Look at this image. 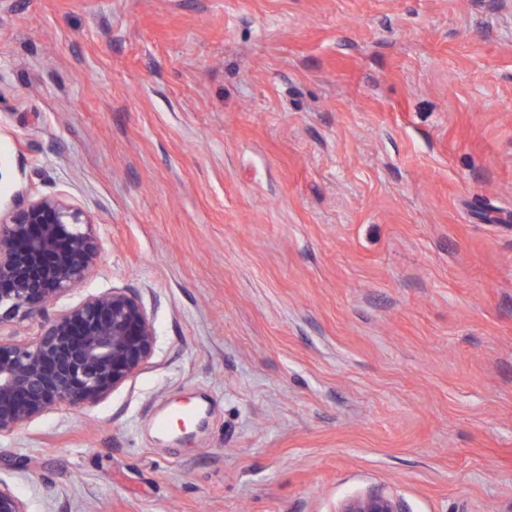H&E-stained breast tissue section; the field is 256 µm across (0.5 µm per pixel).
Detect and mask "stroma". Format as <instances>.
Returning a JSON list of instances; mask_svg holds the SVG:
<instances>
[{"label": "stroma", "instance_id": "obj_1", "mask_svg": "<svg viewBox=\"0 0 512 512\" xmlns=\"http://www.w3.org/2000/svg\"><path fill=\"white\" fill-rule=\"evenodd\" d=\"M0 156L157 333L32 512H512V0H0ZM337 512H403L400 503L392 496L367 493L343 501Z\"/></svg>", "mask_w": 512, "mask_h": 512}]
</instances>
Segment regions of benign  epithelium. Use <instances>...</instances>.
I'll use <instances>...</instances> for the list:
<instances>
[{"mask_svg":"<svg viewBox=\"0 0 512 512\" xmlns=\"http://www.w3.org/2000/svg\"><path fill=\"white\" fill-rule=\"evenodd\" d=\"M102 249L89 215L59 196L21 200L0 212V326L39 319L32 337H0V435L17 433L62 405L97 404L152 359L154 321L126 289L52 309L84 282ZM0 512H29L1 478ZM337 512L403 509L392 496L367 493L346 499Z\"/></svg>","mask_w":512,"mask_h":512,"instance_id":"obj_1","label":"benign epithelium"}]
</instances>
